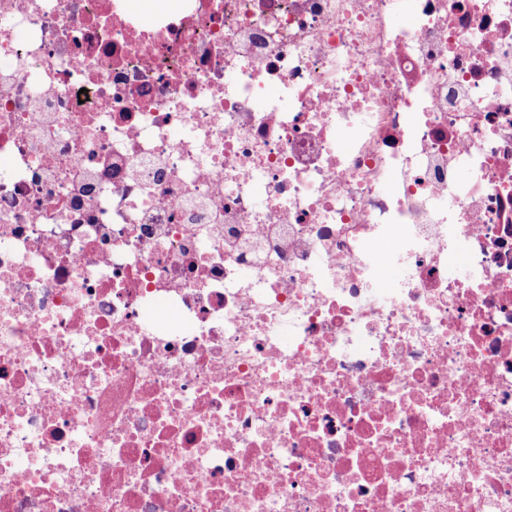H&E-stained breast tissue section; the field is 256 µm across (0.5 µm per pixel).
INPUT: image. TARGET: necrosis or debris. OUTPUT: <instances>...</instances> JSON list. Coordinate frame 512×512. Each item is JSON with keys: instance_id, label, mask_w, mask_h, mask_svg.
<instances>
[{"instance_id": "obj_1", "label": "necrosis or debris", "mask_w": 512, "mask_h": 512, "mask_svg": "<svg viewBox=\"0 0 512 512\" xmlns=\"http://www.w3.org/2000/svg\"><path fill=\"white\" fill-rule=\"evenodd\" d=\"M177 2L0 0V512H512V0Z\"/></svg>"}]
</instances>
